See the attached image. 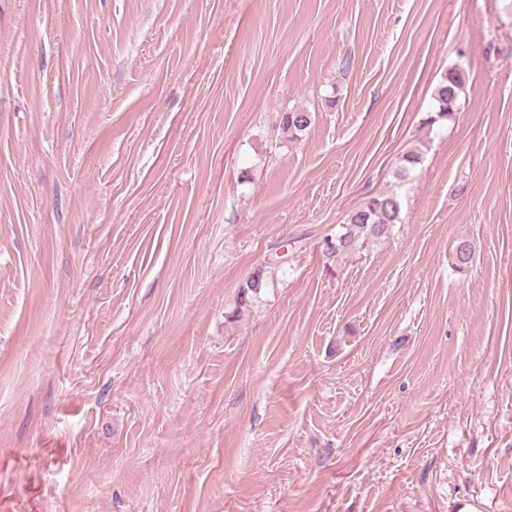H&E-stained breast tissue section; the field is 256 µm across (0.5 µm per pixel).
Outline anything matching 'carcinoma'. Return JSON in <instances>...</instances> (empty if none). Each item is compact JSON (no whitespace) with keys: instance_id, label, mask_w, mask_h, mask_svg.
Instances as JSON below:
<instances>
[{"instance_id":"cac0c4a2","label":"carcinoma","mask_w":512,"mask_h":512,"mask_svg":"<svg viewBox=\"0 0 512 512\" xmlns=\"http://www.w3.org/2000/svg\"><path fill=\"white\" fill-rule=\"evenodd\" d=\"M464 85L463 73L458 68L448 70L446 76L437 85L433 99L435 111L429 115L425 124L433 125L439 121L452 122L456 118L458 100ZM314 116L304 109L283 112L279 118L281 130L292 140H297L311 127ZM422 162V149L419 147L404 152L398 160L394 178L404 185L411 180L413 170ZM401 223V202L394 191L377 193L369 196L361 204L349 211L346 223L334 234L325 235L320 242L324 258L336 257L353 251L363 239H380L387 236L395 224ZM474 246L468 239L456 241L449 262L452 268L465 275L470 270L474 259ZM266 287L263 272L252 275L239 291L234 310L228 319L233 321L244 309L252 306L257 294Z\"/></svg>"}]
</instances>
